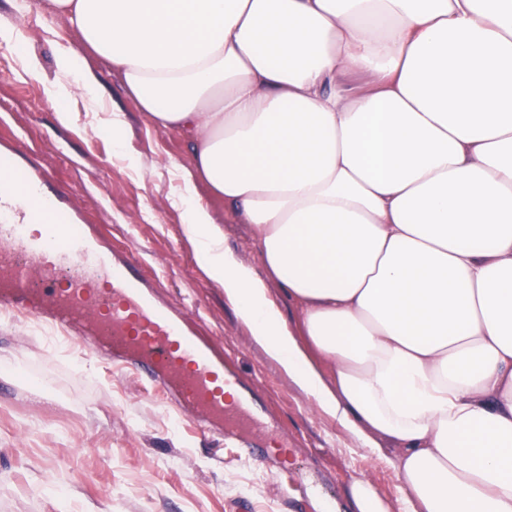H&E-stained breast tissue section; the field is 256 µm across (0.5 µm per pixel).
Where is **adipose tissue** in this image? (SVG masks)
<instances>
[{
  "label": "adipose tissue",
  "mask_w": 512,
  "mask_h": 512,
  "mask_svg": "<svg viewBox=\"0 0 512 512\" xmlns=\"http://www.w3.org/2000/svg\"><path fill=\"white\" fill-rule=\"evenodd\" d=\"M181 134L195 260L269 360L402 482L512 512V0H41ZM248 225L260 266L203 196ZM296 312L287 324L271 295Z\"/></svg>",
  "instance_id": "1"
}]
</instances>
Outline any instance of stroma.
<instances>
[{
	"instance_id": "obj_1",
	"label": "stroma",
	"mask_w": 512,
	"mask_h": 512,
	"mask_svg": "<svg viewBox=\"0 0 512 512\" xmlns=\"http://www.w3.org/2000/svg\"><path fill=\"white\" fill-rule=\"evenodd\" d=\"M20 33L0 46V155L38 176L46 189L117 254L134 250L155 299L182 309L196 336L224 356L255 414L288 443V465L259 464L217 452L202 423L188 424L152 392L138 370L93 355L76 337L53 336L13 311L0 310V512H354L350 486L369 481L395 512L401 482L385 461L364 454L256 348L224 292L197 266L173 199L186 150L177 133L144 123L135 102L103 62L100 100L60 79L57 54L78 47L60 19L16 13L0 0V23ZM38 72L25 74L28 58ZM77 114L72 128L59 107ZM128 112L131 131L115 148L104 125L112 108ZM291 480L281 483L280 470Z\"/></svg>"
}]
</instances>
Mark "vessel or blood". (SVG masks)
<instances>
[{
    "label": "vessel or blood",
    "instance_id": "obj_1",
    "mask_svg": "<svg viewBox=\"0 0 512 512\" xmlns=\"http://www.w3.org/2000/svg\"><path fill=\"white\" fill-rule=\"evenodd\" d=\"M18 179L35 207L22 211L0 196V304L84 336L92 349L125 354L157 377L163 393L179 396L186 418H203L238 459L259 462L251 436L263 422L236 375L210 346L190 337L184 315L156 305L135 273L140 259L117 257L81 225L62 240L32 234L29 220L61 211L62 201L39 178L22 173Z\"/></svg>",
    "mask_w": 512,
    "mask_h": 512
}]
</instances>
